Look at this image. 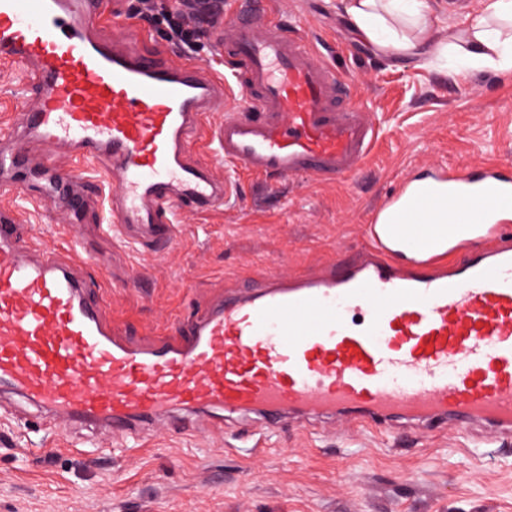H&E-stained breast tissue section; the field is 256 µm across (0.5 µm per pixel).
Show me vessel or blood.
<instances>
[{"instance_id":"obj_1","label":"vessel or blood","mask_w":512,"mask_h":512,"mask_svg":"<svg viewBox=\"0 0 512 512\" xmlns=\"http://www.w3.org/2000/svg\"><path fill=\"white\" fill-rule=\"evenodd\" d=\"M102 0H0V60L15 63L38 104L0 120V170L46 144L55 196L81 213L100 201L88 178L115 182L108 226L169 240L185 208L224 202V183L189 160L227 85L245 105L213 131L218 154L262 178L333 182L352 175L378 137L350 84L311 38L244 0L216 36L228 67L172 65L96 37ZM458 223L488 226L493 244L459 261L425 249L392 264L388 225L430 212L433 193L387 200L371 245L311 275L268 277L191 312L146 345L118 337L83 255L33 248L19 212L0 204V392L59 423L127 434L175 412L230 411L277 425L288 413L346 414L359 426L399 419L512 431V174L489 163L448 175Z\"/></svg>"}]
</instances>
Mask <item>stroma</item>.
Instances as JSON below:
<instances>
[{
  "label": "stroma",
  "instance_id": "obj_1",
  "mask_svg": "<svg viewBox=\"0 0 512 512\" xmlns=\"http://www.w3.org/2000/svg\"><path fill=\"white\" fill-rule=\"evenodd\" d=\"M314 35L325 59L352 82L379 133L361 168L335 184L265 181L197 143L190 158L224 181V205L207 217L183 211L161 251L136 228L104 230L94 212L73 219L57 202L33 210L45 155L20 175L15 199L35 244L77 240L93 257L106 320L124 337L172 332L190 311L267 272H313L356 257L376 208L410 178L487 161L512 162V76L414 58H384L363 42L339 0H255ZM134 48L222 73L214 45L179 54L165 28L134 23ZM236 421L208 414L160 419L134 436L57 426L20 398L0 396V512H512V433L481 425L428 430L353 426L344 417L270 429L263 448L240 447Z\"/></svg>",
  "mask_w": 512,
  "mask_h": 512
}]
</instances>
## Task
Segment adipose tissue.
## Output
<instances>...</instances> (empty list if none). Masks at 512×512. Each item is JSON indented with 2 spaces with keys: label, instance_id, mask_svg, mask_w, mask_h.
I'll use <instances>...</instances> for the list:
<instances>
[{
  "label": "adipose tissue",
  "instance_id": "ef3b65f1",
  "mask_svg": "<svg viewBox=\"0 0 512 512\" xmlns=\"http://www.w3.org/2000/svg\"><path fill=\"white\" fill-rule=\"evenodd\" d=\"M341 6L361 39L383 56H422L436 64L453 54L469 70L512 72V0H484L479 12L467 16L446 37L440 34L439 18L429 0H341ZM454 212V206H443L438 224L417 215L395 245L396 255L407 254L419 232L431 239L439 253L459 245L466 231L452 223Z\"/></svg>",
  "mask_w": 512,
  "mask_h": 512
}]
</instances>
